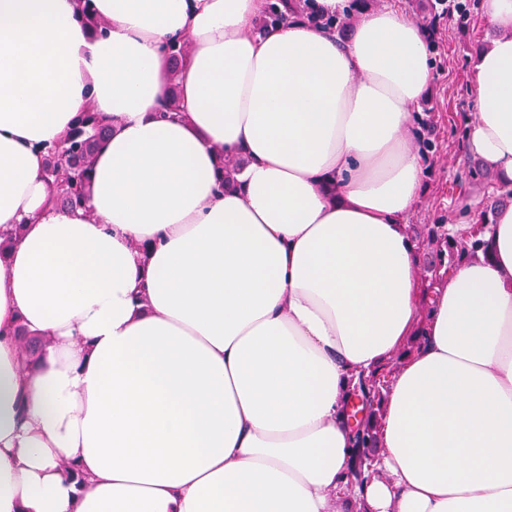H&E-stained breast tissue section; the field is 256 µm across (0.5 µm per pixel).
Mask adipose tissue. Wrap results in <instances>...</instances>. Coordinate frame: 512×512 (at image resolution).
<instances>
[{
	"instance_id": "1",
	"label": "adipose tissue",
	"mask_w": 512,
	"mask_h": 512,
	"mask_svg": "<svg viewBox=\"0 0 512 512\" xmlns=\"http://www.w3.org/2000/svg\"><path fill=\"white\" fill-rule=\"evenodd\" d=\"M264 3L0 0V512H512V205L420 307L424 25L389 0L343 40L349 0H302L259 35ZM483 9L466 144L509 190L512 0ZM89 109L62 208L45 148ZM416 333L357 485V383ZM106 135L107 126L99 115L85 112L65 139L50 150L45 176L60 206L70 207L85 200L95 152Z\"/></svg>"
}]
</instances>
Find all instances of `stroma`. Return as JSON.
Instances as JSON below:
<instances>
[{
    "mask_svg": "<svg viewBox=\"0 0 512 512\" xmlns=\"http://www.w3.org/2000/svg\"><path fill=\"white\" fill-rule=\"evenodd\" d=\"M492 33L478 8L468 22L453 16L444 20L435 45L428 49L434 80L422 104L431 109L432 123L427 128L416 123L412 129L432 140L436 150L423 161L421 194L406 217L408 231L420 247L419 301L423 304L438 284L428 274V267H436L443 274L448 271V248L442 242H429L428 229L434 224L461 221L462 203L452 196L450 187L463 176L470 158L463 136V123L474 111L470 64L479 45Z\"/></svg>",
    "mask_w": 512,
    "mask_h": 512,
    "instance_id": "35a3bbf8",
    "label": "stroma"
}]
</instances>
